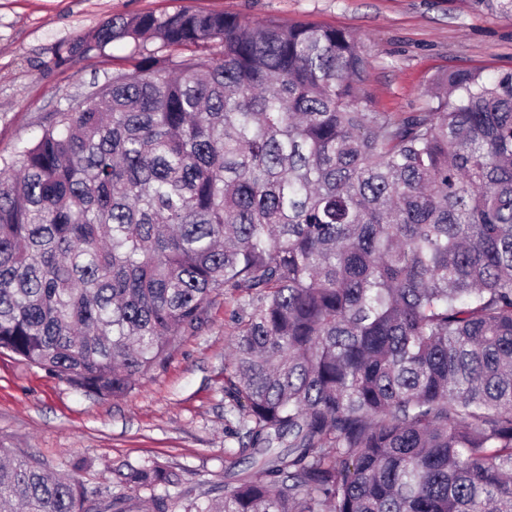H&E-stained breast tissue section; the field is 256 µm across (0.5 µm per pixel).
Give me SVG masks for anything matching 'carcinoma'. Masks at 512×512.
Returning <instances> with one entry per match:
<instances>
[{
	"instance_id": "carcinoma-1",
	"label": "carcinoma",
	"mask_w": 512,
	"mask_h": 512,
	"mask_svg": "<svg viewBox=\"0 0 512 512\" xmlns=\"http://www.w3.org/2000/svg\"><path fill=\"white\" fill-rule=\"evenodd\" d=\"M113 43L138 57L0 157V353L125 395L235 295L252 452L196 494L127 462L114 493L1 448L0 508L512 512V71L396 116L355 33L188 7L59 62Z\"/></svg>"
}]
</instances>
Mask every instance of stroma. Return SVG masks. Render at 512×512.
Listing matches in <instances>:
<instances>
[{
	"label": "stroma",
	"instance_id": "35a3bbf8",
	"mask_svg": "<svg viewBox=\"0 0 512 512\" xmlns=\"http://www.w3.org/2000/svg\"><path fill=\"white\" fill-rule=\"evenodd\" d=\"M184 7L253 22H315L355 32L368 57L374 106L423 111L434 74L462 67L512 71V13L498 0H0V156L34 142L52 112L79 106L132 48L117 44L59 64L61 48L105 20ZM234 296L212 301L207 325L129 394L102 399L0 355V448L90 486L117 488L127 462L177 471L186 489L220 485L241 457L225 366L235 335Z\"/></svg>",
	"mask_w": 512,
	"mask_h": 512
}]
</instances>
